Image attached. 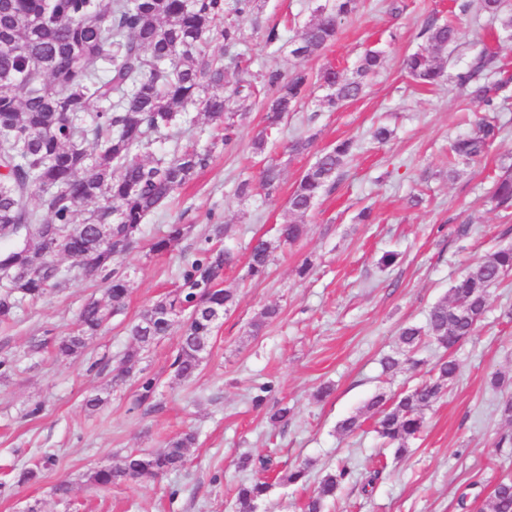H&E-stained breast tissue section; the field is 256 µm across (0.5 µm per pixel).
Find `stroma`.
<instances>
[{"label": "stroma", "mask_w": 512, "mask_h": 512, "mask_svg": "<svg viewBox=\"0 0 512 512\" xmlns=\"http://www.w3.org/2000/svg\"><path fill=\"white\" fill-rule=\"evenodd\" d=\"M318 0H260L263 27L242 22L240 46L248 72L229 70L227 84L246 73L273 68L289 73L304 65L311 75L327 67L351 75L360 54L381 50L384 64L365 79V92L336 111L321 106L325 94L314 87L303 107L269 137L266 158L281 169L279 187L259 183L260 158L253 137L266 125L262 95L238 99V133L229 145L214 144L217 124L194 112L181 127L163 133L146 159L172 154L195 143L211 147L207 165L176 195L148 215L136 249L121 269L130 291L124 306L111 312L99 335L80 352L57 355L53 340L71 333L82 306L91 300L109 305L107 285L85 276L67 256L57 261L67 279L34 301H24L15 322L0 327V360L12 368L0 375V512H230L241 481L254 470L239 467L242 457H269L285 471L309 465L311 482L344 461L383 467L384 478L371 494L346 484L326 512H461L458 498L468 493V512H482L502 475L512 473V450L496 443L512 424L497 405L512 394V274L490 291L488 312L475 336L450 350L460 367L452 389L426 413V424L408 453L395 458L383 448L365 420L352 436L338 423L358 412L378 392L399 393L417 383L436 353L421 351V366L384 371L381 360L401 352V328L425 325L432 306L448 294L465 267L512 244V209L494 208L493 181L512 164V33L492 23L462 0H360L357 12L342 19L333 45L297 60L296 33ZM452 22L460 40L442 55L444 81L436 87L414 82L403 67L411 53L430 49L429 22ZM278 26L282 40L266 45L262 30ZM487 57L486 80L507 81L497 101L502 132L483 158L452 159L449 147L459 136L476 132L485 113L456 76L479 57ZM393 131L385 144L373 143L376 125ZM312 137L310 153L292 154L288 143ZM353 140L356 149L334 185L304 217L309 231L294 244L277 249L265 276L247 274L252 238L275 239L289 220L288 198L316 153ZM252 191L236 193L240 180ZM371 208L373 223L358 219ZM228 228L215 250L233 256L219 281L236 291V303L216 328L195 374L178 378L170 366L181 323L170 334L137 348L128 329L157 299L180 287L179 272L204 248L211 218ZM171 224L190 233L162 254L150 245ZM467 235H457L459 225ZM396 253L382 266L381 257ZM311 263L307 278L298 268ZM279 317L260 332L251 325L268 306ZM138 349L133 376L112 386L118 362ZM505 377L491 384L493 373ZM156 381L155 392L141 400L137 379ZM330 396L316 401L321 385ZM269 391L262 406L251 399L260 386ZM102 394L97 410L85 407ZM291 413L273 421L281 407ZM194 432L185 466L154 480L95 485L89 473L119 465L129 452H159L174 436ZM37 468L35 481L19 483L25 468ZM67 483V497L53 488Z\"/></svg>", "instance_id": "stroma-1"}]
</instances>
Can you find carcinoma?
Returning a JSON list of instances; mask_svg holds the SVG:
<instances>
[{
    "instance_id": "carcinoma-1",
    "label": "carcinoma",
    "mask_w": 512,
    "mask_h": 512,
    "mask_svg": "<svg viewBox=\"0 0 512 512\" xmlns=\"http://www.w3.org/2000/svg\"><path fill=\"white\" fill-rule=\"evenodd\" d=\"M358 0L320 4L313 18L297 35L294 54L304 60L336 39L341 19L357 9ZM505 0H480V9L504 30H512V12ZM258 0H0V239L23 244L0 251V274L8 280L0 291V324L12 322L22 301L36 299L58 285L63 277L53 239L65 247L75 267L87 275L99 274L108 282L112 307L121 306L129 291L115 262L138 244L147 215L186 185L206 166L209 151L184 148L169 158L148 163L138 150L153 144V136L187 121L194 108L224 125V144L232 140L236 113L230 102L244 85L230 88L225 74L239 66L231 50L241 40V28L225 17L257 20ZM433 51L415 52L405 60L408 75L433 86L443 77L440 54L459 38L451 23L430 24ZM213 41L224 43L220 55L207 52ZM384 62L382 52L368 49L354 75L345 77L333 68L319 77L328 93L323 103L336 109L357 98L364 79ZM486 58L458 76L473 98L493 106L501 85L480 81ZM268 89L266 118L274 126L294 112L308 96L310 74L295 68L284 78L276 70L264 75ZM499 133L483 122L474 136L454 141L457 159L479 158ZM352 154V142L341 141L320 152L305 169L288 199V211L304 216L314 207ZM37 195L40 207L29 199ZM492 201L512 208V166L495 182ZM87 215L78 222L80 207ZM308 227L293 221L279 225L278 243L262 237L250 247L248 274H266L278 244L298 241ZM185 235L182 224H172L151 245L154 253L170 250ZM227 251L202 250V257L183 270L182 285L146 308L131 328L138 346L167 336L173 315L189 311L172 366L179 378H189L200 366L216 322L214 312H228L235 304L231 288L216 284ZM512 272V247L500 248L467 267L436 303L427 326L402 328L399 342L410 353L407 362L426 344L448 350L472 335L488 305L489 289ZM107 320L98 302L87 303L79 328L61 338L57 351L65 356L83 348ZM455 360L441 357L429 377L399 395L372 396L365 411L375 418L374 431L396 457L425 426V412L457 378ZM194 441L190 433L169 440L154 455L130 453L116 467L90 474L99 486L123 480L155 478L181 468ZM358 480L357 469L342 465L324 475L303 504V512H323L328 500L346 483ZM267 481L240 484L230 502L231 512H257L270 491ZM487 512H512V478L500 480L486 504Z\"/></svg>"
}]
</instances>
